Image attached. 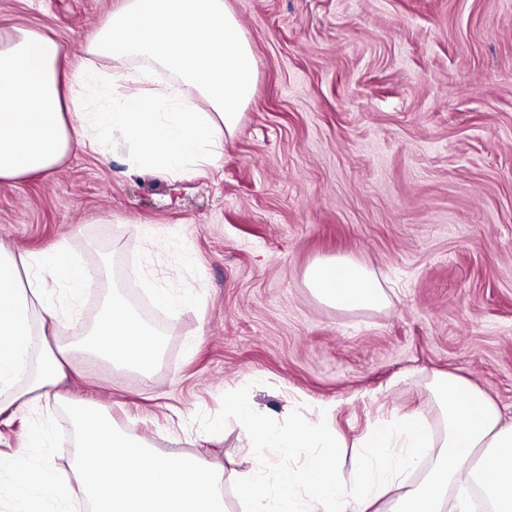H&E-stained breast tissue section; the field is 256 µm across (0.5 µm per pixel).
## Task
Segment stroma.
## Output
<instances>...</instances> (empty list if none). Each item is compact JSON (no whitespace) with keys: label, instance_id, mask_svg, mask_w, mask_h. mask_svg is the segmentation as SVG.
I'll return each mask as SVG.
<instances>
[{"label":"stroma","instance_id":"stroma-1","mask_svg":"<svg viewBox=\"0 0 512 512\" xmlns=\"http://www.w3.org/2000/svg\"><path fill=\"white\" fill-rule=\"evenodd\" d=\"M117 0H0V29L35 27L62 66ZM258 60L256 90L221 169L129 172L127 150L74 148L57 167L0 183V243L66 242L100 272L49 344L75 346L112 300L151 320L166 347L153 381L78 362L62 403L92 402L164 455L223 467L241 512L246 460L298 466L254 447L224 395L271 423L326 410L358 475L355 445L381 418L417 410L442 433L429 385L467 377L512 422V0H230ZM356 258L387 308L318 301L307 268ZM141 278L189 295L161 309Z\"/></svg>","mask_w":512,"mask_h":512}]
</instances>
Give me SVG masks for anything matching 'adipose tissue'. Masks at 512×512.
<instances>
[{
    "label": "adipose tissue",
    "instance_id": "ef3b65f1",
    "mask_svg": "<svg viewBox=\"0 0 512 512\" xmlns=\"http://www.w3.org/2000/svg\"><path fill=\"white\" fill-rule=\"evenodd\" d=\"M87 52L90 63L67 73L51 36L31 27L0 30V181L52 169L77 146L103 156L124 146L133 173L188 176L220 167L258 72L229 0H118ZM100 58L111 64L109 78L95 66ZM90 280L89 268L64 244L44 254L0 244V417L47 409L80 353L151 380L164 341L119 303L83 348L42 344L47 330L72 315ZM305 282L340 310L389 303L377 273L349 256L316 260ZM52 285L63 289L62 300L47 298ZM430 389L443 436L416 413L378 420L359 439L352 483L337 473L336 433L323 415L281 430L238 394L225 395V407L261 447L304 457L297 468L242 472L237 495L247 512H473V486L482 487L491 512H512V425L463 376L434 378Z\"/></svg>",
    "mask_w": 512,
    "mask_h": 512
}]
</instances>
